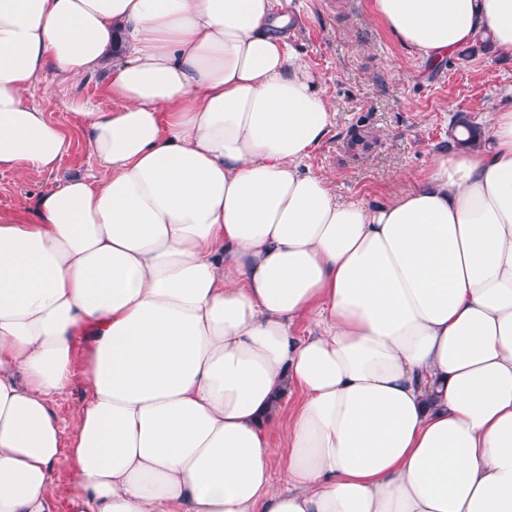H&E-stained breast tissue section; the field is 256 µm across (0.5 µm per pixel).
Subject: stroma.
<instances>
[{
  "instance_id": "1",
  "label": "stroma",
  "mask_w": 512,
  "mask_h": 512,
  "mask_svg": "<svg viewBox=\"0 0 512 512\" xmlns=\"http://www.w3.org/2000/svg\"><path fill=\"white\" fill-rule=\"evenodd\" d=\"M293 3L299 18L289 40L335 110L308 164L341 197L369 202L387 197L399 188L401 174H422L431 153L447 149L457 113L480 124L488 112L512 107L511 54L489 45L471 58L455 54L433 65L374 17L372 0ZM111 70L104 65L94 79L74 87L51 74L34 86L30 102L45 107L64 128L71 148L52 174L0 171L1 213L25 212L68 175L97 173L71 100L81 96L111 106L106 90Z\"/></svg>"
}]
</instances>
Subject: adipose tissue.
<instances>
[{
    "instance_id": "1",
    "label": "adipose tissue",
    "mask_w": 512,
    "mask_h": 512,
    "mask_svg": "<svg viewBox=\"0 0 512 512\" xmlns=\"http://www.w3.org/2000/svg\"><path fill=\"white\" fill-rule=\"evenodd\" d=\"M372 7L436 63L483 33L512 53V0ZM288 23L274 0H0V170L57 171L70 142L29 91L125 47L111 107L72 102L99 174L0 213V512H52L63 455L67 512H512V108L388 199H341L307 164L334 112ZM82 364V361H75L74 376L70 386L54 399V406L64 427L63 437L66 438L70 437L69 424L72 414L87 393L82 376ZM71 480L72 467L67 457L63 456L55 465L51 476L50 493L54 511L65 512Z\"/></svg>"
}]
</instances>
